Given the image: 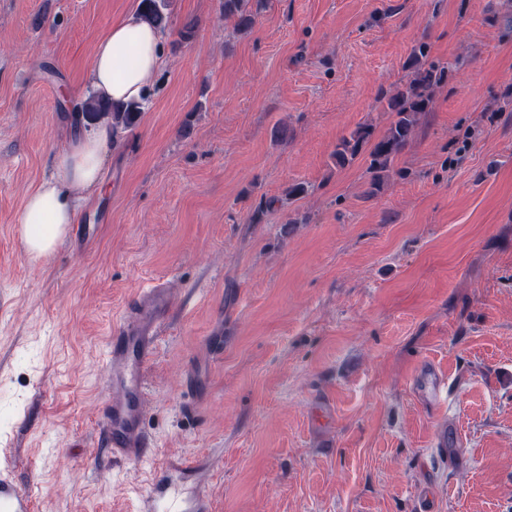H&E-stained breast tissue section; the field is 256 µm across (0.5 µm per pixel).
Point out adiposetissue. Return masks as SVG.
Instances as JSON below:
<instances>
[{"label": "adipose tissue", "mask_w": 512, "mask_h": 512, "mask_svg": "<svg viewBox=\"0 0 512 512\" xmlns=\"http://www.w3.org/2000/svg\"><path fill=\"white\" fill-rule=\"evenodd\" d=\"M162 65L160 31L139 14H130L112 24L98 42L86 92L115 103L140 100ZM111 143L110 124L75 116L67 143L53 157L52 174L26 196L16 218L23 249L32 261L51 256L68 236L78 220L82 194L101 190L103 160Z\"/></svg>", "instance_id": "adipose-tissue-1"}]
</instances>
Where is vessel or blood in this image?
<instances>
[{"instance_id": "1", "label": "vessel or blood", "mask_w": 512, "mask_h": 512, "mask_svg": "<svg viewBox=\"0 0 512 512\" xmlns=\"http://www.w3.org/2000/svg\"><path fill=\"white\" fill-rule=\"evenodd\" d=\"M172 307L167 283H152L127 302L118 328L107 340L110 385L98 445L110 451L113 461L139 460L154 446L144 427L146 369ZM413 386L416 396L431 408L445 401L450 391L444 375L429 365L415 374ZM0 512H34L31 488L17 480L8 464L0 465ZM139 512H212V507L205 482L187 488L168 479L143 496Z\"/></svg>"}]
</instances>
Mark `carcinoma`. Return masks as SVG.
<instances>
[{"label": "carcinoma", "mask_w": 512, "mask_h": 512, "mask_svg": "<svg viewBox=\"0 0 512 512\" xmlns=\"http://www.w3.org/2000/svg\"><path fill=\"white\" fill-rule=\"evenodd\" d=\"M224 18H233L238 31L246 33L255 23L251 0H222ZM138 12L158 30L169 27L171 0H139ZM405 68L410 72L407 82L382 95L384 110L393 120L379 136L370 125H361L341 136L332 157L336 167L343 169L365 157L371 173L370 190L374 195L384 179L393 171L394 159L413 141L421 117L431 111L434 89L448 80V68L431 58V47L419 42L409 54ZM143 112V101L115 104L89 96L83 104V116L89 122L105 120L112 125V135L134 127Z\"/></svg>", "instance_id": "obj_1"}]
</instances>
